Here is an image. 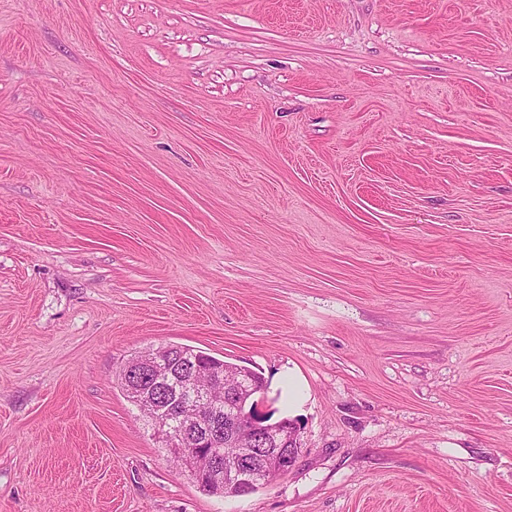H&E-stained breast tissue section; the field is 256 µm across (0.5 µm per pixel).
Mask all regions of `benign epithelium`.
<instances>
[{"label": "benign epithelium", "instance_id": "7a95c632", "mask_svg": "<svg viewBox=\"0 0 512 512\" xmlns=\"http://www.w3.org/2000/svg\"><path fill=\"white\" fill-rule=\"evenodd\" d=\"M174 358V347L159 346L139 353L123 366L129 401L142 412L149 408L156 410L154 437L162 447L169 449V455L189 464L193 461L191 450L203 448L213 459L215 468L197 471L198 477L207 483H222L244 491L266 484L274 472L281 476L288 473L298 455L301 426L288 418L275 424L267 420V415L260 409L262 399L256 398L264 391V381L253 371L241 367L236 369L235 382L228 390V398L237 400L239 408L225 427L222 426L221 417L224 403L215 400L209 391L198 389L193 381L197 373L203 372L211 384L224 385V363L203 352L198 353L193 363L186 367L185 373L179 376L183 391L192 396L183 404L195 409V418L188 421L183 416L158 411V395L144 392L142 385L148 378L152 386L159 389L171 385L174 379L158 377L156 369L164 364L173 365ZM240 418L249 426L247 432L259 437L263 447L240 449V465L226 470L222 466L224 439L231 437L240 440L236 436Z\"/></svg>", "mask_w": 512, "mask_h": 512}]
</instances>
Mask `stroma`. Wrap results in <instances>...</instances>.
I'll return each instance as SVG.
<instances>
[{
	"label": "stroma",
	"instance_id": "stroma-1",
	"mask_svg": "<svg viewBox=\"0 0 512 512\" xmlns=\"http://www.w3.org/2000/svg\"><path fill=\"white\" fill-rule=\"evenodd\" d=\"M167 344L288 474L170 462ZM0 512H512V0H0ZM176 349L178 347L166 345L143 351L123 366V373L129 389V401L142 412L149 408L158 411V413L153 414L158 419L154 428V437L162 444V447L169 449L172 462L181 471L187 472L202 491L211 495L212 493L209 490L201 486L193 475L183 468L182 463L189 464L193 461L192 448H195V450L205 448L215 464L214 470L197 471L202 482L224 483L227 486H235L241 490L249 491L259 484L265 486L270 475L274 472L278 473L279 477L288 473L298 455L301 426L296 420L288 418H283L275 424L267 420L268 416L260 409L262 398L255 399L257 394L263 393L264 381L253 371L238 367L234 372L235 382L228 390V398L229 400H237L239 408L236 409L233 416H230V419L227 418L229 422L226 428L223 423V430L221 412H225L224 401L215 400L209 390L198 389L193 378L198 372H203L212 385L224 386V374L225 380L232 377L231 366L228 365L224 372L222 361L201 351H199L200 353L193 360V363L186 367L185 373L176 378L183 384V391L192 396L191 400L186 399L182 402L185 407L195 409V418L187 421L184 416L160 412L156 403L160 399L158 393L162 391H157L156 394L151 395V392L145 393L141 385L151 377V387L168 390L167 386L175 382V378H170L168 374L163 379L158 377L155 372L158 367L164 364L175 365L174 350ZM249 397L253 398V411L250 408L245 410V404L241 402V399ZM195 400H199L197 407ZM241 407L243 408L242 411ZM238 418L246 421V425L249 426L246 431L253 438L258 436L265 448L262 447L259 441L255 443L253 448H239L240 465L225 470L224 463L233 465L238 459L237 448L231 442L224 444L225 437L233 438L236 436L239 428ZM234 440L241 444L240 436H236ZM259 488L251 490L248 495L256 492Z\"/></svg>",
	"mask_w": 512,
	"mask_h": 512
}]
</instances>
